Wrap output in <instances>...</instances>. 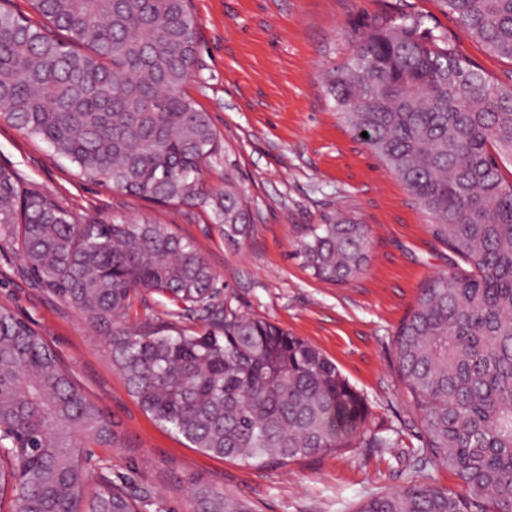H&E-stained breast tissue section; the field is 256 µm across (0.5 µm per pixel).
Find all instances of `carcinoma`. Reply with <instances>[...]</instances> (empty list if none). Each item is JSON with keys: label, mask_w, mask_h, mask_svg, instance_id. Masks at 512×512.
Wrapping results in <instances>:
<instances>
[{"label": "carcinoma", "mask_w": 512, "mask_h": 512, "mask_svg": "<svg viewBox=\"0 0 512 512\" xmlns=\"http://www.w3.org/2000/svg\"><path fill=\"white\" fill-rule=\"evenodd\" d=\"M41 21L0 6V121L45 142L98 184L212 210L224 243L252 231L237 183L210 188L223 144L184 91L197 60L191 0H29ZM464 32L512 60V0H438ZM342 123L407 189L448 248L399 325V380L419 417L413 481L355 512H512V83L489 77L417 17L375 20L329 72ZM0 244L106 333L112 365L144 412L191 447L256 467H286L352 446L393 448L364 399L311 343L217 303L211 267L163 224H81L0 166ZM298 254L346 283L370 258L366 225L329 216ZM141 288L202 312L208 328L122 322ZM118 444L112 420L48 342L0 306V512H147L106 476L91 492L94 449ZM193 512H255L242 496L186 479Z\"/></svg>", "instance_id": "1"}]
</instances>
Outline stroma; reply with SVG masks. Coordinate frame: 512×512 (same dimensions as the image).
I'll return each mask as SVG.
<instances>
[{
  "mask_svg": "<svg viewBox=\"0 0 512 512\" xmlns=\"http://www.w3.org/2000/svg\"><path fill=\"white\" fill-rule=\"evenodd\" d=\"M199 46L187 84L209 113L224 153L204 172L239 182L253 219L236 247L207 207L171 206L82 178L46 143L0 122V166L76 213L84 224L147 219L191 240L218 277L228 308L262 318L318 347L366 400L392 448H348L281 469L206 456L147 416L112 365L104 335L0 246V306L44 336L116 425L120 447L96 449L91 470L131 495L190 512L188 476L236 491L258 512H352L367 497L414 479L419 426L395 370L392 338L421 288L447 273L448 251L427 215L341 123L327 73L347 62L356 31L400 14L446 34L485 73L512 81V61L488 54L436 0H192ZM370 234L367 269L346 284L314 278L298 245L328 213Z\"/></svg>",
  "mask_w": 512,
  "mask_h": 512,
  "instance_id": "1",
  "label": "stroma"
}]
</instances>
